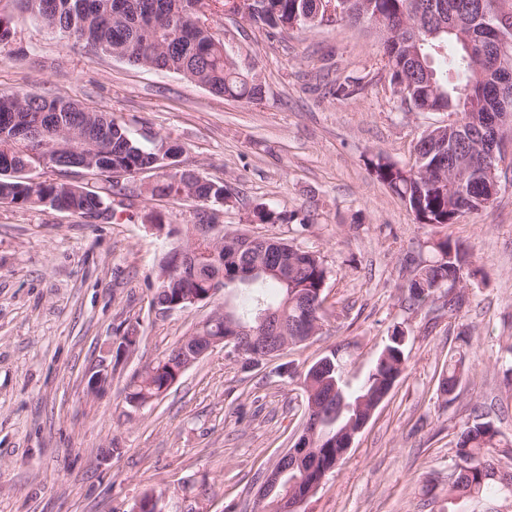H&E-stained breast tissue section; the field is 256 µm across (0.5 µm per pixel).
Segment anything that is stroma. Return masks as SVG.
I'll return each mask as SVG.
<instances>
[{
	"instance_id": "35a3bbf8",
	"label": "stroma",
	"mask_w": 512,
	"mask_h": 512,
	"mask_svg": "<svg viewBox=\"0 0 512 512\" xmlns=\"http://www.w3.org/2000/svg\"><path fill=\"white\" fill-rule=\"evenodd\" d=\"M0 46V91L73 98L127 122L144 146L180 144L182 168L224 183V231L284 239L324 259L329 278L319 332L249 366L221 346L161 397L131 406L136 376L192 334L224 301L160 312L151 305L172 230L194 224L199 202L153 197L158 171L123 178L114 216L89 224L49 208L0 205V512H130L147 492L169 512H256L259 479L298 438L306 370L332 349L358 387L393 330L405 334L404 370L306 512H512V497L448 505L459 426L484 406L512 437V138L500 191L479 213L448 225L416 223L369 161L413 162L420 135L444 112L402 108L382 67L378 29L347 23L273 34L207 14L216 39L261 99L213 96L181 75L73 47L16 6ZM362 78L352 97L333 95ZM296 212V224H258L257 205ZM467 249L461 284L411 302L417 269L442 259L438 240ZM463 304L449 311V294ZM134 351L115 352L127 327ZM468 366L457 392L438 381L448 354ZM109 383L89 393L99 364Z\"/></svg>"
}]
</instances>
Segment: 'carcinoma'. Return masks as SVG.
<instances>
[{
  "mask_svg": "<svg viewBox=\"0 0 512 512\" xmlns=\"http://www.w3.org/2000/svg\"><path fill=\"white\" fill-rule=\"evenodd\" d=\"M47 28L57 31L84 49L92 47L95 55L124 59L143 68L182 75L214 95L247 103L260 96L256 81L237 72L234 63L224 54V45L215 40L206 25L204 0H14ZM426 0H334L335 14L326 23L343 20L363 22L386 29L383 43L384 67L390 82L398 83L410 103L418 108L465 109L474 112H501L498 87L494 76H478L477 63L469 59L464 43L470 29L448 17V5L461 3L467 19L473 21L480 13V0H436L443 6V16L431 19L421 11ZM329 0H253L248 20L280 33L294 26H315L310 17L325 13ZM86 111L75 100L44 98L31 90L0 93V204L45 208L59 200L85 218L101 216L112 219V168L136 171L153 167L159 153L181 151L179 146L160 142L147 150L136 140L127 123L101 112L95 116L89 132L107 127L110 139L107 150L98 154L90 173L107 184L106 192L89 190L72 181L55 179L33 183L24 176H6L3 171L21 166L30 160L28 152L42 151L43 142L56 134L58 118L73 117L82 125ZM458 137L446 126L433 128L414 145V165L431 169L447 150V141ZM379 181L408 206L418 224H454L462 216L482 210L485 186L479 178L465 181L456 199L449 197L448 179L433 173L424 177L419 171L400 167L382 156L372 162ZM194 193L202 204H216L225 199L224 184L202 179L194 184ZM258 224L290 223L295 215L275 212L264 206L254 211ZM272 256L284 251L292 258L295 275L283 283L273 276L244 280L231 274L241 265L253 261V239L244 235L239 250L224 253L222 288L227 294L224 304L237 319L250 324L255 334L263 332L255 321L256 312L264 304L281 311L288 321L299 317L302 302L324 299L328 268L322 257L280 239H269ZM439 252L452 256L445 264L422 269L408 284L409 299L418 302L429 297L444 284L463 278L466 265L461 247L450 239L436 243ZM173 284H156L153 302L178 301L186 292L205 293L213 280V271L201 269ZM224 336V321L216 320L195 331L194 345L202 348L213 339ZM388 360L376 361L372 373L357 389L342 380L341 365L336 352L325 356L329 365L309 368L305 379L312 382L316 401L328 403L318 432L310 439V459L315 468L307 474L297 473L299 483L291 490L304 494L317 479L320 469L333 463L336 443L351 414L338 418L331 415V406L340 397L353 404L360 397L374 402L384 396L399 378L405 363L404 333L394 330L386 345ZM180 354L172 349L151 370L137 377L129 386L127 397L144 403L159 396L179 367ZM464 356L451 355L448 368L439 379V388L449 393L462 381ZM512 456V442L505 439L479 409L461 426L453 468L448 476V498H481L492 489L502 487L493 465L495 455Z\"/></svg>",
  "mask_w": 512,
  "mask_h": 512,
  "instance_id": "cac0c4a2",
  "label": "carcinoma"
}]
</instances>
